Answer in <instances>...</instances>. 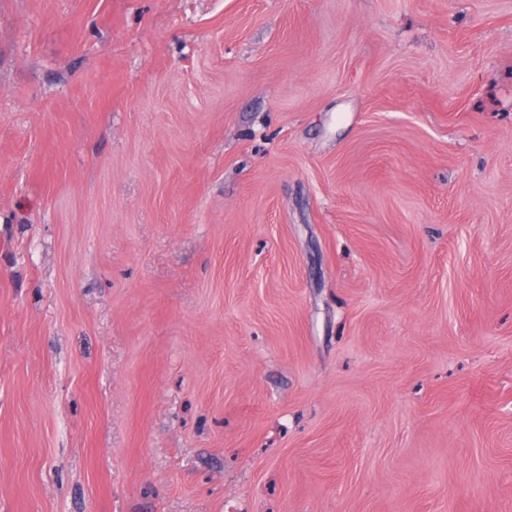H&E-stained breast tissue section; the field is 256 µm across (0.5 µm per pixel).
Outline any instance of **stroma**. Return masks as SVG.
<instances>
[{
  "label": "stroma",
  "instance_id": "1",
  "mask_svg": "<svg viewBox=\"0 0 512 512\" xmlns=\"http://www.w3.org/2000/svg\"><path fill=\"white\" fill-rule=\"evenodd\" d=\"M0 512H512V0H0Z\"/></svg>",
  "mask_w": 512,
  "mask_h": 512
}]
</instances>
